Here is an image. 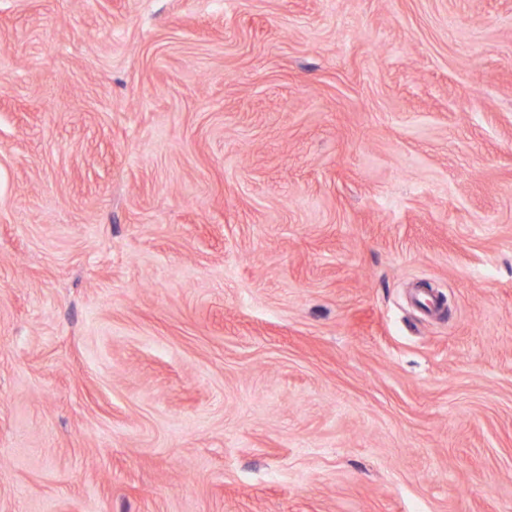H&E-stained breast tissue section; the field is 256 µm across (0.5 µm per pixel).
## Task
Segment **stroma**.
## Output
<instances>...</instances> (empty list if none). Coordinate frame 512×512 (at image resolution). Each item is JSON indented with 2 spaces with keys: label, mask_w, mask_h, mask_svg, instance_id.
I'll use <instances>...</instances> for the list:
<instances>
[{
  "label": "stroma",
  "mask_w": 512,
  "mask_h": 512,
  "mask_svg": "<svg viewBox=\"0 0 512 512\" xmlns=\"http://www.w3.org/2000/svg\"><path fill=\"white\" fill-rule=\"evenodd\" d=\"M0 512H512V0H0Z\"/></svg>",
  "instance_id": "35a3bbf8"
}]
</instances>
